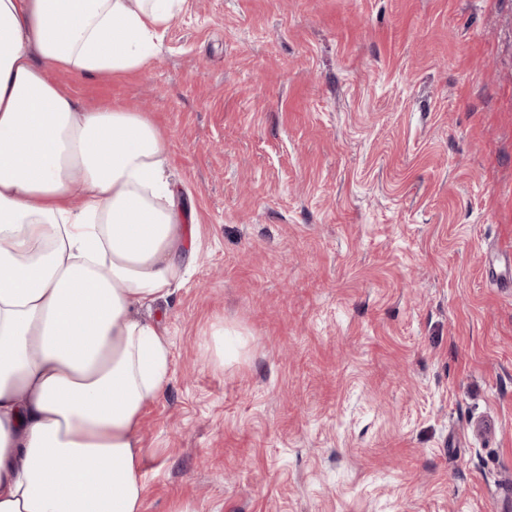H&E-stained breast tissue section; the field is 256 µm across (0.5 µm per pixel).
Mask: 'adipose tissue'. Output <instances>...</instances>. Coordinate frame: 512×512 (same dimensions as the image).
<instances>
[{
	"instance_id": "adipose-tissue-1",
	"label": "adipose tissue",
	"mask_w": 512,
	"mask_h": 512,
	"mask_svg": "<svg viewBox=\"0 0 512 512\" xmlns=\"http://www.w3.org/2000/svg\"><path fill=\"white\" fill-rule=\"evenodd\" d=\"M180 2L0 0V512H143L171 352L142 311L194 254L153 122L47 72L141 67Z\"/></svg>"
}]
</instances>
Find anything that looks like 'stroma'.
<instances>
[{"label": "stroma", "mask_w": 512, "mask_h": 512, "mask_svg": "<svg viewBox=\"0 0 512 512\" xmlns=\"http://www.w3.org/2000/svg\"><path fill=\"white\" fill-rule=\"evenodd\" d=\"M50 77L148 113L187 212L144 512H512V0H184Z\"/></svg>", "instance_id": "35a3bbf8"}]
</instances>
